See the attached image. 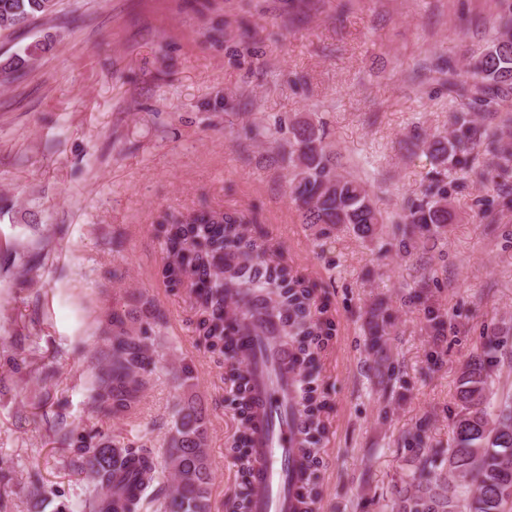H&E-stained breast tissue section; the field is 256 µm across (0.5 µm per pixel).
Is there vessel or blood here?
<instances>
[{"instance_id":"vessel-or-blood-1","label":"vessel or blood","mask_w":512,"mask_h":512,"mask_svg":"<svg viewBox=\"0 0 512 512\" xmlns=\"http://www.w3.org/2000/svg\"><path fill=\"white\" fill-rule=\"evenodd\" d=\"M233 356L250 381L251 512H312L301 493L310 476L299 435L303 371L269 330L255 324L241 330Z\"/></svg>"}]
</instances>
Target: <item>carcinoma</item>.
I'll list each match as a JSON object with an SVG mask.
<instances>
[{"instance_id":"carcinoma-1","label":"carcinoma","mask_w":512,"mask_h":512,"mask_svg":"<svg viewBox=\"0 0 512 512\" xmlns=\"http://www.w3.org/2000/svg\"><path fill=\"white\" fill-rule=\"evenodd\" d=\"M57 0H0V32L15 31L39 17L52 14ZM509 16L481 57L468 70L469 80L458 81L448 72V92L485 107L512 94V4ZM44 46L27 47L0 67L5 79L20 78L31 57ZM448 136L423 138V148L436 164L464 167L479 147L493 152L500 170L512 168V141L478 129L465 112L452 116ZM285 157L291 168L290 195L301 210L303 223L324 237L340 224H349L362 237L375 234L384 217L365 187L337 173L335 156L323 135L310 122L292 127ZM448 190L429 186L422 202L409 210L407 223L442 226L453 222ZM167 261L162 268L173 288L191 281L198 328L210 347L230 348L235 325L250 317L271 325L288 344L305 374L308 387L300 400L301 447L314 463V448L325 432L321 414L325 403L310 387L321 327L311 311L307 281L265 251L248 234V226L233 215L200 210L172 216L159 225ZM113 335L106 366L97 376L93 398L114 414L134 411L152 364L148 329H127L112 318ZM234 401L242 423L249 419L248 391L237 369ZM489 373L478 359L462 376L460 398L464 412L455 425V437L439 468L429 458L399 497L396 512H512V401L495 411L488 408ZM80 441V463L101 489L90 503L91 512H117L112 495L116 481L128 477L139 494L122 512H142L162 498L163 512H210L207 430L201 408L190 402L176 410L166 448L165 465L144 448L119 441Z\"/></svg>"}]
</instances>
